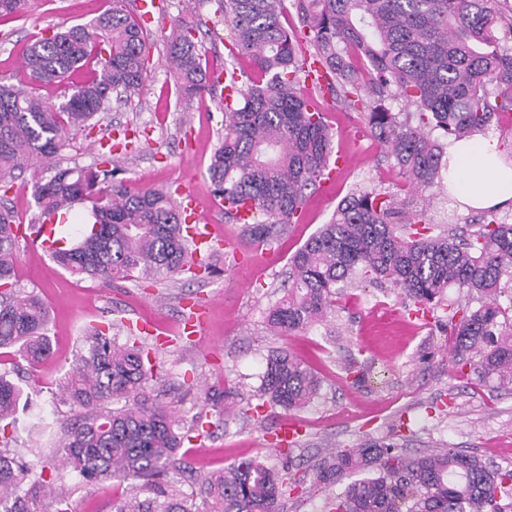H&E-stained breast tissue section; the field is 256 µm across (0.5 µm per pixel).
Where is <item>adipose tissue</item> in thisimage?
Here are the masks:
<instances>
[{
  "instance_id": "1",
  "label": "adipose tissue",
  "mask_w": 512,
  "mask_h": 512,
  "mask_svg": "<svg viewBox=\"0 0 512 512\" xmlns=\"http://www.w3.org/2000/svg\"><path fill=\"white\" fill-rule=\"evenodd\" d=\"M448 191L474 209L512 206V161L494 137L478 136L448 147Z\"/></svg>"
}]
</instances>
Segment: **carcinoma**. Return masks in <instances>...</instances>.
<instances>
[{
    "label": "carcinoma",
    "instance_id": "cac0c4a2",
    "mask_svg": "<svg viewBox=\"0 0 512 512\" xmlns=\"http://www.w3.org/2000/svg\"><path fill=\"white\" fill-rule=\"evenodd\" d=\"M230 27L228 52L249 60L255 79L224 104V135L210 156L208 176L224 200V218L244 202L254 215L243 234L268 244L299 222L307 191L324 179L334 133L325 114L303 92L308 79L303 47L312 48L332 81L327 90L364 117L385 149L404 197L360 190L343 198L289 258L288 288L267 314L273 330L303 332L334 310L340 285L356 278L388 283L416 310L435 313L456 288L484 299L476 309L453 308L438 321L452 336L458 362L483 382L512 386V323L500 320L501 289L512 284V224L480 218L468 235L435 232L414 195L438 184L448 167L445 147L430 136L440 129L458 141L484 134L504 110L512 111V0H293L299 28L282 21L285 0H216ZM28 0H0V21L25 12ZM199 25L186 15L170 23L166 62L178 95L211 91L201 62ZM143 27L122 0L85 24L32 40L17 82L0 78V178L33 169L39 220L66 224L90 203L87 227L63 236L50 251L64 270L105 287L136 274H188L211 267L193 260L178 200L169 192L134 190L116 171L62 168L56 159L73 132L105 111L112 99L137 94L147 74ZM93 74L73 76L86 67ZM44 87H61L60 102ZM413 108L405 119L385 102ZM10 208L0 204V348H16L36 366L51 355L48 306L14 281L18 236ZM141 347L117 345L91 330L62 385L81 415L66 430L60 452L88 483L111 479L138 484L112 512H279L296 489L288 468L259 460L234 463L200 480L201 506L176 490L171 471L187 472L179 455L191 428L178 402L153 395L160 380ZM321 382L288 350L273 352L256 390L259 403L298 411L320 394ZM22 390L0 373V445L8 444ZM313 483L341 489L324 512H512V469L476 454L441 448L411 456L393 442L367 439L311 466ZM347 477L352 481L345 484ZM42 476L0 450V512H45Z\"/></svg>",
    "mask_w": 512,
    "mask_h": 512
}]
</instances>
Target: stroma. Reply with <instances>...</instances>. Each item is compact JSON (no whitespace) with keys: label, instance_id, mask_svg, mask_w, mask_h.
Returning <instances> with one entry per match:
<instances>
[{"label":"stroma","instance_id":"stroma-1","mask_svg":"<svg viewBox=\"0 0 512 512\" xmlns=\"http://www.w3.org/2000/svg\"><path fill=\"white\" fill-rule=\"evenodd\" d=\"M186 3L163 0L147 29L150 72L139 96L112 101L93 127L74 134L60 155L61 166L105 161L131 188H188L200 201L210 199L207 167L223 132L225 91L216 84L204 100H184L165 63L169 20ZM108 6V0H30L25 13L0 23V77L17 74L35 32L87 23ZM198 14L209 69L249 71L247 61L228 53L229 26L214 0H204ZM309 96L326 113L336 133L335 149L349 155V165L338 172L331 189L309 195L300 223L273 244L248 243L241 224L220 213L211 215L222 240L219 253L208 260L212 275L198 280L158 275L147 283L133 280L106 288L71 276L46 250L19 242L17 286L46 301L52 354L31 367L6 349L0 351V370L11 371L29 399L17 414L10 447L42 473L51 489L47 503L63 502L71 512H112L113 500L125 494L126 483L90 484L61 466L57 441L78 416L77 408L63 401L61 386L86 329L103 328L122 344L129 340L128 324L137 321L149 328L138 341L152 349L163 378L162 400H180L183 421L202 412L215 424L209 437L183 448L193 469L177 478L185 495L196 493L195 477L255 458L277 467L290 465L301 480L298 490L282 499L280 512H324L327 493L313 487L309 461L367 438L393 440L411 454L451 446L512 468V388L480 383L470 369L457 364L450 337L436 325L444 310L422 321L409 316L390 286L355 281L341 290L331 317L309 332L277 336L268 330L267 310L283 294L290 256L329 222L339 201L358 189L395 193L401 182L359 113L331 95L313 90ZM31 178L27 171L0 181V197L8 200L22 225L37 223L39 217ZM424 203L442 230L460 229L479 217L449 203L442 187L427 191ZM194 301L210 308L200 347L189 340L184 323L187 305ZM281 348L302 358L322 380L319 397L294 414L304 434L288 458L275 453L272 443L285 411L242 409L228 420L223 405H212L201 395L213 385L248 395L259 386L271 351ZM353 361L368 371L363 385L346 376Z\"/></svg>","mask_w":512,"mask_h":512}]
</instances>
